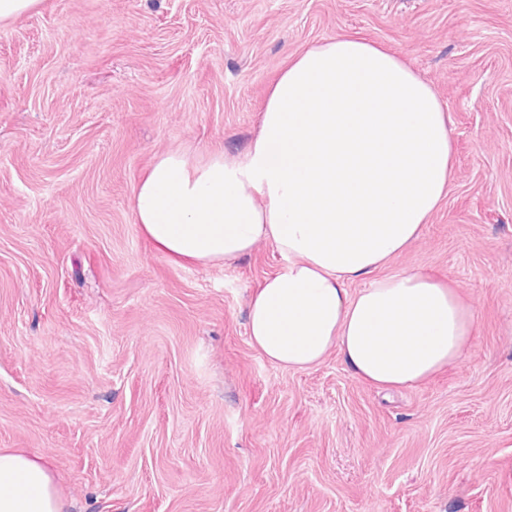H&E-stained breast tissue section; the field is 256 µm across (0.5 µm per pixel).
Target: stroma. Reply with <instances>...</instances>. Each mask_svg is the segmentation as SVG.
Listing matches in <instances>:
<instances>
[{
  "instance_id": "stroma-1",
  "label": "stroma",
  "mask_w": 512,
  "mask_h": 512,
  "mask_svg": "<svg viewBox=\"0 0 512 512\" xmlns=\"http://www.w3.org/2000/svg\"><path fill=\"white\" fill-rule=\"evenodd\" d=\"M339 34L453 119L448 194L381 272L449 279L476 334L393 393L251 346L272 244L180 265L131 209L158 155L241 151L288 56ZM0 448L69 512H512V0H42L0 27Z\"/></svg>"
}]
</instances>
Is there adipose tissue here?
Here are the masks:
<instances>
[{
	"instance_id": "1",
	"label": "adipose tissue",
	"mask_w": 512,
	"mask_h": 512,
	"mask_svg": "<svg viewBox=\"0 0 512 512\" xmlns=\"http://www.w3.org/2000/svg\"><path fill=\"white\" fill-rule=\"evenodd\" d=\"M450 122L401 58L339 35L289 56L242 153L157 156L132 213L176 263L228 266L274 246L285 265L246 307L250 343L271 363L306 370L336 351L374 387L417 386L462 355L474 310L431 273L377 271L448 190ZM0 512H68L44 459L0 449Z\"/></svg>"
}]
</instances>
